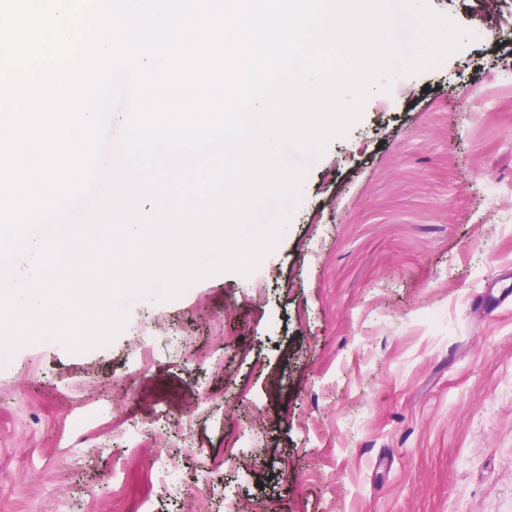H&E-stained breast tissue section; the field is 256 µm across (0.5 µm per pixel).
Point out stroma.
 Here are the masks:
<instances>
[{
    "label": "stroma",
    "mask_w": 512,
    "mask_h": 512,
    "mask_svg": "<svg viewBox=\"0 0 512 512\" xmlns=\"http://www.w3.org/2000/svg\"><path fill=\"white\" fill-rule=\"evenodd\" d=\"M428 5L483 38L305 158L296 202L259 211L290 217L253 273L152 289L106 346L0 361V512H512V0ZM101 405L158 440L76 445Z\"/></svg>",
    "instance_id": "stroma-1"
}]
</instances>
